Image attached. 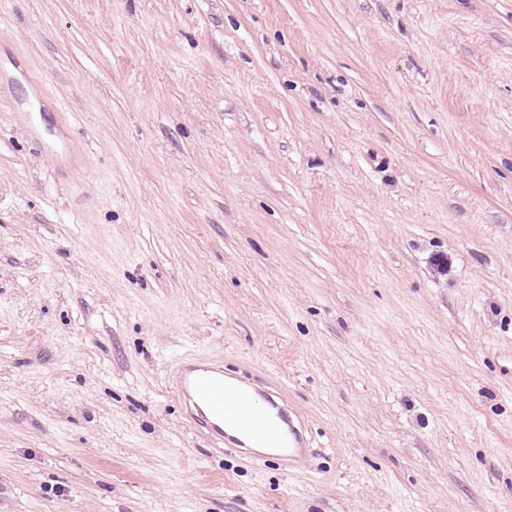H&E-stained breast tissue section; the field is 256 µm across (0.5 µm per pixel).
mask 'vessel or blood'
I'll use <instances>...</instances> for the list:
<instances>
[{
  "label": "vessel or blood",
  "instance_id": "vessel-or-blood-1",
  "mask_svg": "<svg viewBox=\"0 0 512 512\" xmlns=\"http://www.w3.org/2000/svg\"><path fill=\"white\" fill-rule=\"evenodd\" d=\"M173 389L182 400L188 417L202 433L225 446L224 421L232 419L247 439L240 452L252 456L254 449H267L270 456L288 466L305 462L310 441L301 423L280 425L254 406L255 386L246 378L235 383L224 380L222 366L194 358H184L173 380Z\"/></svg>",
  "mask_w": 512,
  "mask_h": 512
}]
</instances>
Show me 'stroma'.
Instances as JSON below:
<instances>
[{
  "instance_id": "1",
  "label": "stroma",
  "mask_w": 512,
  "mask_h": 512,
  "mask_svg": "<svg viewBox=\"0 0 512 512\" xmlns=\"http://www.w3.org/2000/svg\"><path fill=\"white\" fill-rule=\"evenodd\" d=\"M0 512H512V0H0ZM236 381L229 384L224 380V367L183 358L174 376L173 389L182 400L193 425L202 433L215 440L218 447L236 448L241 454L263 459L273 456L288 467L298 466L307 460L310 441L299 421H295L280 397L270 393L269 397L288 416V435L284 428L266 413L264 404L253 401L256 386L246 378L234 376ZM224 417L248 440L252 447L266 448L268 452L258 454L243 442L229 444L224 438ZM243 446V447H240Z\"/></svg>"
}]
</instances>
